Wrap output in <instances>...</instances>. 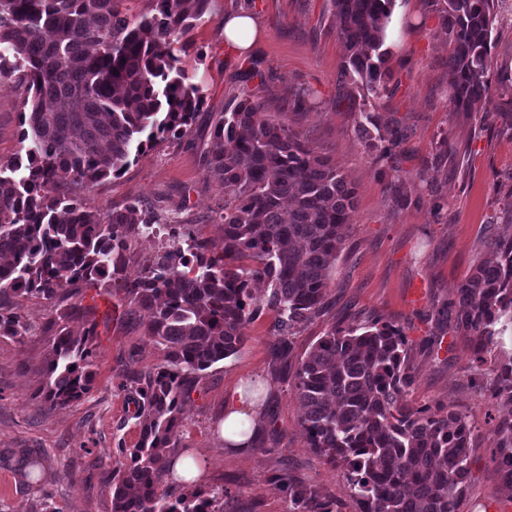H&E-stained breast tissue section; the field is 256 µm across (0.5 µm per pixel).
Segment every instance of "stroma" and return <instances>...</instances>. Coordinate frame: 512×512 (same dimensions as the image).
<instances>
[{"mask_svg": "<svg viewBox=\"0 0 512 512\" xmlns=\"http://www.w3.org/2000/svg\"><path fill=\"white\" fill-rule=\"evenodd\" d=\"M251 10L262 31L249 57L227 55L220 22ZM438 16L424 0H395L385 46L397 90L379 103L383 117L409 127L403 144L408 178L396 182L385 162L365 150L353 133L354 113L338 105L337 78L343 45L329 0H212V12L187 36L182 62L191 82L207 91L204 107L178 142H163L131 163L120 178H107L86 193L89 206L118 208L133 197L184 206L195 233L221 239L215 221L224 191L205 177L201 159L211 145L215 119L243 92L261 96L269 114L287 121L310 148L339 169L356 191L345 241L328 287V310L292 339L298 364L331 324L354 326L380 320L399 327L408 341L414 406L441 405L465 413L473 429L472 473L460 512H512L492 462L490 437L506 406L491 398L490 376L470 370L468 337L439 321L441 304L489 255L492 233L512 234V134L485 127L479 114L450 108L448 44L437 37ZM259 67L262 79L252 78ZM311 89L310 108L297 111L295 92ZM24 90L0 77V162L21 152ZM448 158L436 168L424 162L440 136ZM112 318L98 322L94 379L83 399L48 408L39 389L49 344L42 334L22 340L0 337V453L41 459L48 481L22 483L0 465V512H33L49 495L53 512H112L110 479L118 462L117 440L135 445L140 428L128 369L154 367L163 352L144 337L138 318L125 314L122 295L111 298ZM273 314L248 322L240 351L214 364L183 412L175 456H194L205 475L202 493L225 491L224 512H293L277 481L289 471L336 503L355 512L341 469L311 448L293 378L277 379L272 358ZM443 336L445 348L427 341ZM267 390L268 423L245 453L226 449L216 434L226 395L240 382Z\"/></svg>", "mask_w": 512, "mask_h": 512, "instance_id": "obj_1", "label": "stroma"}]
</instances>
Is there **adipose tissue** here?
<instances>
[{
	"label": "adipose tissue",
	"instance_id": "adipose-tissue-1",
	"mask_svg": "<svg viewBox=\"0 0 512 512\" xmlns=\"http://www.w3.org/2000/svg\"><path fill=\"white\" fill-rule=\"evenodd\" d=\"M224 43L237 54L249 53L257 40V25L253 14L242 10L231 13L222 24ZM265 426L260 405L246 388L238 386L228 395L219 434L226 448L237 452L248 451L256 436Z\"/></svg>",
	"mask_w": 512,
	"mask_h": 512
}]
</instances>
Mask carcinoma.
Here are the masks:
<instances>
[{
    "instance_id": "cac0c4a2",
    "label": "carcinoma",
    "mask_w": 512,
    "mask_h": 512,
    "mask_svg": "<svg viewBox=\"0 0 512 512\" xmlns=\"http://www.w3.org/2000/svg\"><path fill=\"white\" fill-rule=\"evenodd\" d=\"M122 2L0 0V76L25 88L20 140L27 144L0 164V337L32 334L15 311L17 297L59 308L41 326L51 342L41 372L49 408L67 405L91 389L97 324L75 336L66 321L122 293L142 313L144 336L163 350L164 363L130 372L140 440L120 448L125 461L112 472V512H223L215 494L163 486L183 406L202 372L236 354L244 324L265 309L275 312L276 358L288 365L290 336L326 310L356 191L249 95L224 111L202 157L205 177L224 188L220 241L179 220L182 206L163 223L162 209L138 198L107 213L90 207L81 192L120 176L158 142L181 139L206 102L178 51L211 0H151L150 11L132 20ZM394 2L330 5L344 47L341 88L360 101L354 133L400 182L406 130L375 111V101L392 93L384 44ZM424 2L438 15L436 36L448 41L453 111L480 112L486 123L512 131V98L498 102L492 93L497 0ZM65 185L70 192L60 191ZM148 237L168 246L131 275L127 253ZM488 248L492 258L476 265L451 302L456 328L473 343L475 375L512 325V236H496ZM256 280L266 284L262 300L253 294ZM407 354L406 336L388 323L333 324L295 371L311 447L343 471L356 512H458L466 489L473 447L467 417L409 403ZM490 393L512 405V358L495 365ZM491 444L512 493V415L498 420ZM38 469L42 463L30 457L15 466L29 483L41 482ZM278 482L294 512H334L292 473Z\"/></svg>"
}]
</instances>
